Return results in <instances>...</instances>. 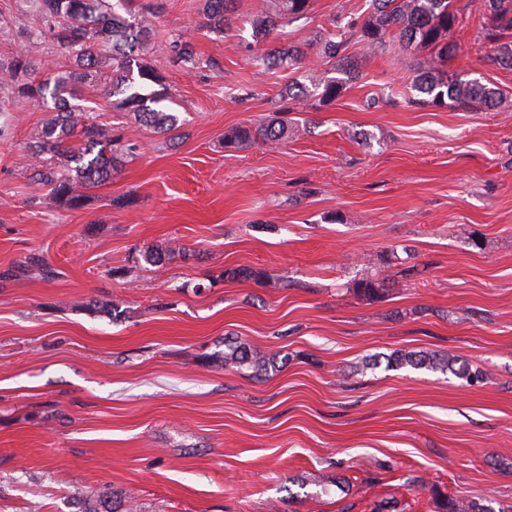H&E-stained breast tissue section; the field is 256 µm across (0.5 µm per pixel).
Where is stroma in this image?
<instances>
[{"instance_id": "1", "label": "stroma", "mask_w": 512, "mask_h": 512, "mask_svg": "<svg viewBox=\"0 0 512 512\" xmlns=\"http://www.w3.org/2000/svg\"><path fill=\"white\" fill-rule=\"evenodd\" d=\"M146 4L182 137L134 134L105 88L83 89L80 105L138 148L82 207L48 204L30 151L47 113L0 88V512L126 491L143 512H370L391 496L431 512L435 494L512 506V70L488 59L479 4L445 69L497 88L498 108L415 103L419 52L367 60L353 45L335 101L293 113L281 143L232 151L225 132L285 108L302 70L254 62L240 23L203 30L200 0L131 6ZM367 13L312 0L287 38ZM37 26L31 0H0V62L22 48L62 61ZM174 33L208 67L176 62ZM173 242L182 253L145 262ZM33 255L56 277L24 272ZM371 271L389 283L377 301L353 288ZM228 336L288 363L224 370ZM396 350L485 379L371 366Z\"/></svg>"}]
</instances>
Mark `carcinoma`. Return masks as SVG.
<instances>
[{"label": "carcinoma", "mask_w": 512, "mask_h": 512, "mask_svg": "<svg viewBox=\"0 0 512 512\" xmlns=\"http://www.w3.org/2000/svg\"><path fill=\"white\" fill-rule=\"evenodd\" d=\"M41 21L39 35L50 40L65 54L68 65L45 67L33 60L27 50L16 51L7 65H0V85L8 87L12 96L39 107L53 101L50 114L44 119L34 145V173L49 187L48 200L58 207L77 208L85 198V191L110 180L112 173L121 169L137 144H121L112 136V125L90 119L87 112L70 102L78 86L96 87L106 83L116 96L113 109L134 117L136 129L157 134H168L179 127L178 115L167 105L170 98L163 92L142 94L138 84L161 86L164 75L149 59L146 42L154 33L157 15L150 8L134 11L125 8L127 0H36ZM370 12L363 20L338 22L333 30L315 28L310 44L317 46V60H308L307 52L294 47L263 48L256 62L265 67L281 66L292 69L304 66L308 84L297 91H286L287 98L305 105L318 97L331 102L339 97L351 78L354 63L347 50L351 42L360 45L362 54L369 58L381 54L387 46L386 33L398 30L402 50L425 51L418 62L417 74L411 89L417 100L434 106L453 105L458 108H495L502 103L499 92L478 79H462L448 75L442 65L456 56L458 45L451 41V33L462 21L469 4L457 8L454 0H370ZM311 0H270L269 8L251 17L241 19L251 28L253 44L258 46L270 35L296 23L311 22ZM487 25L484 39L491 45L489 59L503 69H512V41L504 38L512 34V0H484ZM235 12V0H203L201 15L205 27L214 34L224 32ZM173 57L184 67L201 68L193 43L180 36L168 42ZM333 63L338 77H326L322 63ZM281 110L257 126H241L224 134V147L241 148L257 139L279 143L288 139L292 125ZM175 244L165 249H151L144 253L149 264L161 263L180 253ZM29 270L44 278H51L55 270L40 256L28 260ZM357 293L367 299H378L383 294L382 283L366 276L355 283ZM224 369L253 370L257 376L277 371L287 358L262 355L244 342L224 343L220 355ZM410 366L414 369L449 372L470 381L479 379L465 364L446 354L425 351H399L388 356L387 368ZM438 512H494V509L473 500L434 496ZM116 510L114 502L101 496L81 501L80 512H141L135 496L124 493Z\"/></svg>", "instance_id": "obj_1"}]
</instances>
